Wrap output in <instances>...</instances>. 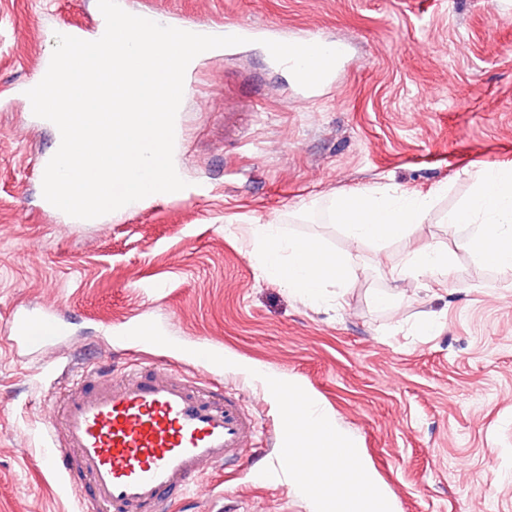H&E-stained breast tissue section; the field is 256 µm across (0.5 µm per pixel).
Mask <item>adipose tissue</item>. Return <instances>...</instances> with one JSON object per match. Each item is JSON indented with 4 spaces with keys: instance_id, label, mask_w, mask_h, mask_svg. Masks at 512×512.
Masks as SVG:
<instances>
[{
    "instance_id": "1",
    "label": "adipose tissue",
    "mask_w": 512,
    "mask_h": 512,
    "mask_svg": "<svg viewBox=\"0 0 512 512\" xmlns=\"http://www.w3.org/2000/svg\"><path fill=\"white\" fill-rule=\"evenodd\" d=\"M448 224L469 227L471 233L463 243L464 249L477 263L490 267L512 285V169H480L473 178L470 195L449 212ZM455 262V251L437 241L407 252L396 277H427L442 285ZM292 421L298 441L291 453L304 460L312 456L309 443L315 434L334 424L320 407H297Z\"/></svg>"
}]
</instances>
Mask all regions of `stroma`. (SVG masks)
<instances>
[{
	"instance_id": "1",
	"label": "stroma",
	"mask_w": 512,
	"mask_h": 512,
	"mask_svg": "<svg viewBox=\"0 0 512 512\" xmlns=\"http://www.w3.org/2000/svg\"><path fill=\"white\" fill-rule=\"evenodd\" d=\"M170 23L281 26L347 44L332 85L288 102L289 74L258 43L203 59L185 93L173 161L192 194L92 223L46 204L56 129L21 87L41 74L56 34L97 26V0H0V512H79L68 479L41 461L44 414L84 368L161 363L201 377L185 354L224 350L225 392L256 415L262 465L281 408L261 366L311 392L362 448L397 512H512V288L462 249L446 215L470 175L512 167V0H119ZM465 43V53L455 46ZM436 200L414 242L457 246L447 286L393 283L407 246L354 253L352 287L310 304L259 272L249 226L261 220L349 244L325 216L336 195L395 187ZM406 297L376 307V292ZM52 307L70 336L44 356L9 345L17 311ZM166 351L119 341L141 316ZM435 318L430 336L417 325ZM252 464L200 479L174 512H315L293 484L254 481Z\"/></svg>"
}]
</instances>
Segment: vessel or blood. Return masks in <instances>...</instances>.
I'll return each mask as SVG.
<instances>
[{
	"instance_id": "obj_1",
	"label": "vessel or blood",
	"mask_w": 512,
	"mask_h": 512,
	"mask_svg": "<svg viewBox=\"0 0 512 512\" xmlns=\"http://www.w3.org/2000/svg\"><path fill=\"white\" fill-rule=\"evenodd\" d=\"M224 32L252 40L308 41L284 28L245 23L225 25ZM11 333L26 347L45 351L66 339L69 330L53 311L44 310L16 314ZM126 333L161 350L167 346L148 319L128 326ZM191 359L203 369H218L224 365V352L199 345ZM45 423L49 445L44 466L63 476L78 473L91 488L81 512H169L174 495L255 453L256 421L239 398L166 366L83 371L59 403L48 405ZM313 444L318 457L313 470L326 491H363L364 476L322 468V457L343 454L334 431H319Z\"/></svg>"
}]
</instances>
